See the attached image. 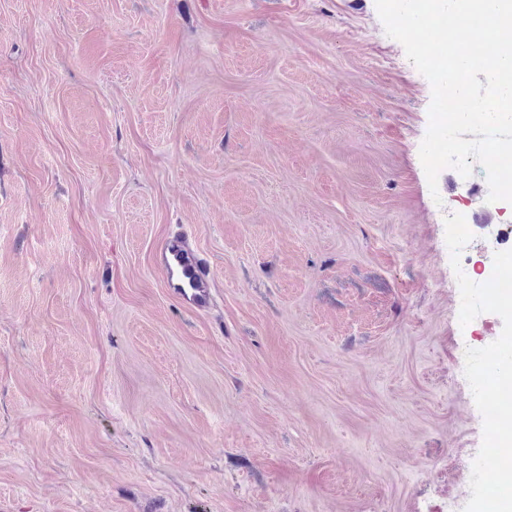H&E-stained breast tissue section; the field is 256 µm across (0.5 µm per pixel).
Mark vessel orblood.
<instances>
[{
  "instance_id": "1",
  "label": "vessel or blood",
  "mask_w": 512,
  "mask_h": 512,
  "mask_svg": "<svg viewBox=\"0 0 512 512\" xmlns=\"http://www.w3.org/2000/svg\"><path fill=\"white\" fill-rule=\"evenodd\" d=\"M156 260L173 295L194 312L208 311L213 300L209 267L187 236L164 240L157 248Z\"/></svg>"
}]
</instances>
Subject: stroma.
I'll list each match as a JSON object with an SVG mask.
<instances>
[{
    "instance_id": "obj_1",
    "label": "stroma",
    "mask_w": 512,
    "mask_h": 512,
    "mask_svg": "<svg viewBox=\"0 0 512 512\" xmlns=\"http://www.w3.org/2000/svg\"><path fill=\"white\" fill-rule=\"evenodd\" d=\"M431 99L375 0H0V512H463L445 218L482 283L512 204ZM156 260L173 295L194 312L208 311L213 300L209 267L186 235L164 240L157 248Z\"/></svg>"
}]
</instances>
